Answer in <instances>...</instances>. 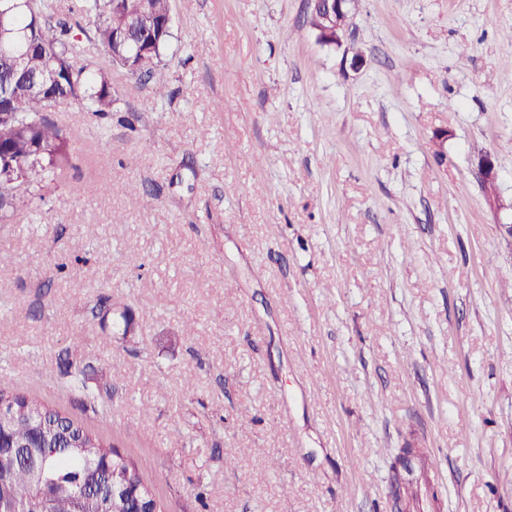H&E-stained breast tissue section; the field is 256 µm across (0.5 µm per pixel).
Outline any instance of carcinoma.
Returning <instances> with one entry per match:
<instances>
[{
	"label": "carcinoma",
	"instance_id": "obj_1",
	"mask_svg": "<svg viewBox=\"0 0 512 512\" xmlns=\"http://www.w3.org/2000/svg\"><path fill=\"white\" fill-rule=\"evenodd\" d=\"M137 0H78L76 8L89 18L98 44L133 77L147 75L155 94L164 95L167 77L159 67L171 37V0H147L157 27L144 35ZM52 0H21L5 18L11 34L0 43V88L11 89L3 101L15 113L0 125V211L15 205L16 191L37 179L53 180L68 162L66 134L47 113L67 102H83L105 114L114 104L112 83L87 64L81 40L68 23L52 24ZM26 55L23 69L31 86L14 67ZM13 412L0 422V512H145L157 504L138 465L118 458L117 448L72 418L42 401L13 393L0 385V402ZM401 448L391 469L393 485L410 482Z\"/></svg>",
	"mask_w": 512,
	"mask_h": 512
}]
</instances>
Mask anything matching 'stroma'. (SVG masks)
<instances>
[{
	"label": "stroma",
	"instance_id": "35a3bbf8",
	"mask_svg": "<svg viewBox=\"0 0 512 512\" xmlns=\"http://www.w3.org/2000/svg\"><path fill=\"white\" fill-rule=\"evenodd\" d=\"M55 4L116 101L51 112L69 162L0 219L6 386L165 512H394L407 440L420 512H512V0H354L339 46L309 0H172L161 97ZM414 450L417 453L418 460V451L416 448H399L398 453L394 457L391 469L393 471V485L395 486V492L401 483L410 482L413 481V479H416L417 467L415 466L414 472L411 474L410 471H407L405 464L407 455L411 454Z\"/></svg>",
	"mask_w": 512,
	"mask_h": 512
}]
</instances>
